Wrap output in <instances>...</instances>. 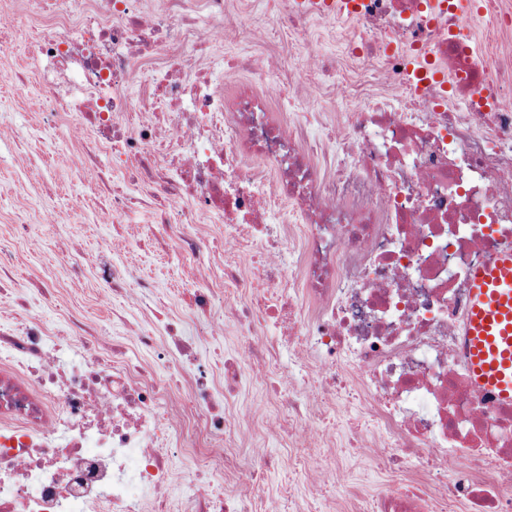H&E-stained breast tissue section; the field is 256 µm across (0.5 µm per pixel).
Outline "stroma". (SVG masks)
<instances>
[{
    "mask_svg": "<svg viewBox=\"0 0 512 512\" xmlns=\"http://www.w3.org/2000/svg\"><path fill=\"white\" fill-rule=\"evenodd\" d=\"M506 5L512 6V0H484L483 11L468 16L470 37L491 65L512 54V32L492 31L495 10ZM226 14L224 34L211 45L212 60L232 56L242 59L248 68L273 65L284 82L292 66L328 63L360 94L371 95L385 87L378 59L350 56L346 42L357 32L352 22L313 21L301 31L279 26L275 20L285 14L284 0H226ZM32 38L29 30H0V240L14 243L11 297L0 303V319L22 318L24 311L17 298L29 296L36 282L53 279L58 286L44 303L47 318L75 312L86 323L103 326L107 335L120 339L134 335L154 312L169 311L185 316L186 333L195 334L199 323L188 316L185 291L199 284L202 275L174 244L151 238L154 204L137 205L120 230H113L107 212L112 188L124 181L123 170L114 168L110 156L101 155L92 163L95 182L76 184L61 167L59 154L82 150L91 136L85 132L60 139L44 130L46 104L40 91V70L31 52ZM21 128L29 130V137H17ZM47 204L76 208L83 215L82 223L43 225L42 208ZM21 217L28 224L23 238L15 235V224ZM104 234L112 240L113 254L127 264L132 275L155 282L149 296L115 294L109 304L101 303L105 289L95 271L98 243ZM62 248L82 256L75 278H66L59 266L58 251ZM332 402L334 407L326 411L323 423L335 436V447L307 448L303 454L315 459L327 456L335 462L341 476L334 490L336 508L345 512L351 494L370 500L389 482L403 481L407 474L385 467L382 449L371 445L357 452L348 448L352 430L373 426L361 396L349 389L340 390ZM264 445L272 463L251 493L252 512H292L299 500L309 512H321L318 471L289 465L293 450L287 440L270 437Z\"/></svg>",
    "mask_w": 512,
    "mask_h": 512,
    "instance_id": "stroma-1",
    "label": "stroma"
}]
</instances>
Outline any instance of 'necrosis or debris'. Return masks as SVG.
I'll return each mask as SVG.
<instances>
[{"label": "necrosis or debris", "mask_w": 512, "mask_h": 512, "mask_svg": "<svg viewBox=\"0 0 512 512\" xmlns=\"http://www.w3.org/2000/svg\"><path fill=\"white\" fill-rule=\"evenodd\" d=\"M26 0L9 23L49 16L33 57L43 73L46 120L58 137L94 134L86 152L60 159L74 182L100 152L129 163L112 192L113 223L139 190L162 192L159 236L205 265L199 223L224 221V246L268 285L238 320L246 356L210 371L200 340L158 314L136 349L107 342L68 314L42 316L41 285L21 299L23 319L0 323V512H249L251 482L268 451L245 448V422L226 405L261 386L277 409L268 429L301 446L334 441L321 424L325 394L356 384L377 420L387 462L445 479L444 500L409 479L367 512H512V402L477 386L461 335L468 274L512 247V58L483 63L463 33L455 0H289L295 27L312 19L355 22L349 46L378 58L386 91L355 96L337 81L351 117L321 131L313 110L268 118L281 95L276 71L254 73L256 91L224 110L222 71L201 67L209 34L223 28L224 0H165L149 18L140 0ZM162 56L147 95L128 91L131 61ZM134 126H127L129 117ZM98 277L116 292L149 293L100 247ZM248 283L225 271L189 292L205 334L224 332V292ZM288 320L294 340L271 334ZM295 354L293 381L252 372Z\"/></svg>", "instance_id": "1"}]
</instances>
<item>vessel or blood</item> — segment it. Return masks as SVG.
<instances>
[{"label": "vessel or blood", "instance_id": "obj_1", "mask_svg": "<svg viewBox=\"0 0 512 512\" xmlns=\"http://www.w3.org/2000/svg\"><path fill=\"white\" fill-rule=\"evenodd\" d=\"M462 349L475 383L512 401V249L470 273Z\"/></svg>", "mask_w": 512, "mask_h": 512}]
</instances>
